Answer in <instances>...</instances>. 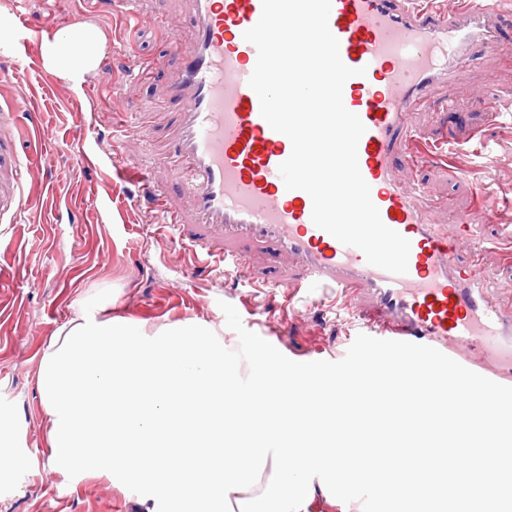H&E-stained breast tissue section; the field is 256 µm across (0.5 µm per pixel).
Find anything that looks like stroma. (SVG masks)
Listing matches in <instances>:
<instances>
[{
	"label": "stroma",
	"mask_w": 512,
	"mask_h": 512,
	"mask_svg": "<svg viewBox=\"0 0 512 512\" xmlns=\"http://www.w3.org/2000/svg\"><path fill=\"white\" fill-rule=\"evenodd\" d=\"M150 25L129 27L124 0H27L32 25L52 11L71 13L102 45L97 69L80 86L20 52L22 32L0 47V100L41 95V145L23 174L30 207L12 224L0 222V418L10 421L17 465L0 475V512H155L154 498L138 495L116 479L67 474L47 465L44 408L36 387L41 350L85 301L107 290L112 303L104 317L143 324L155 332L171 323L207 325L237 349V334L226 325L220 302L232 304L243 325L296 362L341 360L356 332L352 319L321 290H307L289 313L276 283L299 269L297 259L276 255L266 244L244 243L249 264L242 272L199 263L205 253L227 246L220 235L183 210L184 231L160 224L148 196L183 197L187 184L172 171V140L180 122L177 106L165 102L170 76L180 57L175 45L190 46L196 32L191 0H136ZM505 49L475 51L466 77L449 85L416 112L411 122L420 143L432 151L420 166L397 163L398 179L422 181L432 203L431 223L448 226L474 210L475 187L483 185L497 207L478 233L489 244L480 270L495 298L512 301V122L489 123L486 105L512 114V25L503 27ZM151 64L149 75L130 86L134 62ZM144 146L123 157L112 149L116 118L134 121ZM490 140L493 159L478 180L449 177L434 152L455 148L460 165L481 140ZM79 145L92 161L77 164ZM145 171L149 189L120 182L114 164Z\"/></svg>",
	"instance_id": "35a3bbf8"
}]
</instances>
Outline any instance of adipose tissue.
Here are the masks:
<instances>
[{
  "label": "adipose tissue",
  "mask_w": 512,
  "mask_h": 512,
  "mask_svg": "<svg viewBox=\"0 0 512 512\" xmlns=\"http://www.w3.org/2000/svg\"><path fill=\"white\" fill-rule=\"evenodd\" d=\"M85 42L89 43V50L80 51V44ZM101 48L100 42L91 41L90 32L85 26H70L44 37V65L78 85L87 73L96 68Z\"/></svg>",
  "instance_id": "1"
}]
</instances>
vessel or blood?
Wrapping results in <instances>:
<instances>
[{"mask_svg": "<svg viewBox=\"0 0 512 512\" xmlns=\"http://www.w3.org/2000/svg\"><path fill=\"white\" fill-rule=\"evenodd\" d=\"M192 7L195 42L165 97L180 109L177 170L204 223L223 226L225 238L268 242L300 256L304 275L283 283L285 299L325 288L348 303L364 290L374 309L355 308L360 333L434 347L512 386V304L494 301L490 286L456 262L452 238L428 221L423 187L402 186L393 175L396 162L416 161L410 146L418 135L408 113L432 88L463 76L473 47L501 51L493 10L480 0H457L449 9L433 0H331L330 31L342 62L357 71L343 102L366 127L359 169L382 222L410 242L408 270L394 275L315 226L309 194L284 185L279 167L291 141L262 117L248 85L257 50L243 34L259 21L262 0H192ZM23 104L40 109L34 97ZM23 104H0V169L14 177L0 189V218L18 217L28 203L14 149L32 135L15 120Z\"/></svg>", "mask_w": 512, "mask_h": 512, "instance_id": "vessel-or-blood-1", "label": "vessel or blood"}]
</instances>
